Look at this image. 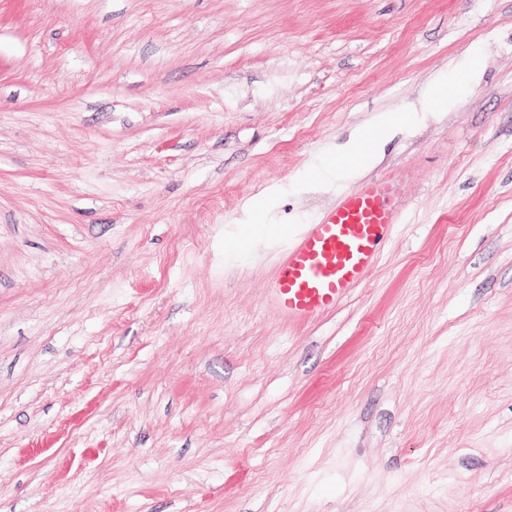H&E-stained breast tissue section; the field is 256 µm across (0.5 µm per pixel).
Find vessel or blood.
Instances as JSON below:
<instances>
[{
	"mask_svg": "<svg viewBox=\"0 0 512 512\" xmlns=\"http://www.w3.org/2000/svg\"><path fill=\"white\" fill-rule=\"evenodd\" d=\"M401 208L397 181L381 178L345 193L308 225L267 287L278 318L297 323L334 310L379 262Z\"/></svg>",
	"mask_w": 512,
	"mask_h": 512,
	"instance_id": "1",
	"label": "vessel or blood"
}]
</instances>
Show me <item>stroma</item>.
I'll use <instances>...</instances> for the list:
<instances>
[{
  "label": "stroma",
  "instance_id": "stroma-1",
  "mask_svg": "<svg viewBox=\"0 0 512 512\" xmlns=\"http://www.w3.org/2000/svg\"><path fill=\"white\" fill-rule=\"evenodd\" d=\"M383 176L380 263L280 321ZM0 512H512V0H0ZM411 117L410 113L396 112L381 117L369 128L358 130L347 149L338 156L339 159L346 161L344 171L349 175L357 174L361 165L373 160L376 150L384 142L393 126L406 124ZM399 184L366 182L340 197L282 254L267 302L278 318L297 323L336 309L366 279L398 224Z\"/></svg>",
  "mask_w": 512,
  "mask_h": 512
}]
</instances>
